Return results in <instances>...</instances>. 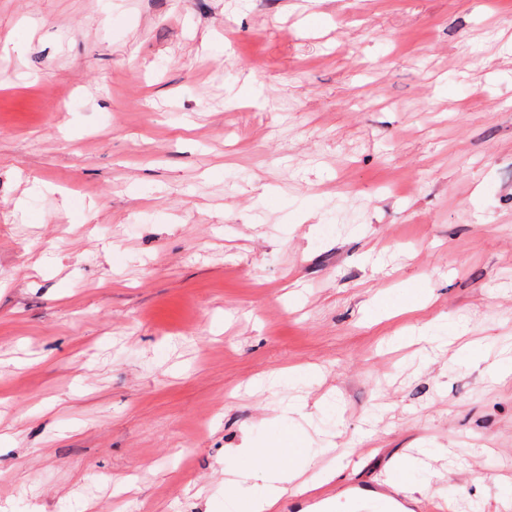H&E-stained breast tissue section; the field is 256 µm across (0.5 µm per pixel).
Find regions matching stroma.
Instances as JSON below:
<instances>
[{"label": "stroma", "mask_w": 512, "mask_h": 512, "mask_svg": "<svg viewBox=\"0 0 512 512\" xmlns=\"http://www.w3.org/2000/svg\"><path fill=\"white\" fill-rule=\"evenodd\" d=\"M508 359L512 0H0V512H512ZM305 454L306 448H282L281 443L267 448H245L241 455L247 463L237 476L261 481L262 492L241 511L271 512L282 498L305 492L303 486L293 484V466ZM398 475L380 482L351 480L345 499L353 512H446L439 497L405 496L393 484Z\"/></svg>", "instance_id": "stroma-1"}]
</instances>
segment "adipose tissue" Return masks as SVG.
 Segmentation results:
<instances>
[{
	"mask_svg": "<svg viewBox=\"0 0 512 512\" xmlns=\"http://www.w3.org/2000/svg\"><path fill=\"white\" fill-rule=\"evenodd\" d=\"M306 454L303 448H285L275 445L267 448H247L242 452L246 465L239 479L258 480L262 492L252 499L245 512H273L278 502L289 495L299 494L295 486L294 464Z\"/></svg>",
	"mask_w": 512,
	"mask_h": 512,
	"instance_id": "ef3b65f1",
	"label": "adipose tissue"
}]
</instances>
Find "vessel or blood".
I'll return each instance as SVG.
<instances>
[{
	"instance_id": "1",
	"label": "vessel or blood",
	"mask_w": 512,
	"mask_h": 512,
	"mask_svg": "<svg viewBox=\"0 0 512 512\" xmlns=\"http://www.w3.org/2000/svg\"><path fill=\"white\" fill-rule=\"evenodd\" d=\"M344 491L352 512H446L441 498L403 495L390 478L378 482L353 480Z\"/></svg>"
}]
</instances>
